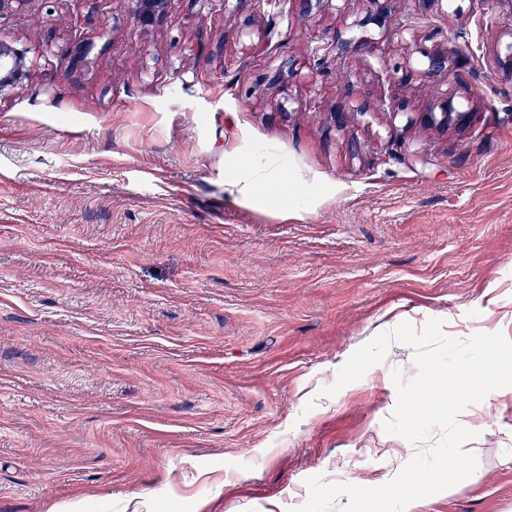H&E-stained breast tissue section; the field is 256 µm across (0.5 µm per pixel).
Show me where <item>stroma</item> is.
I'll list each match as a JSON object with an SVG mask.
<instances>
[{
	"label": "stroma",
	"mask_w": 512,
	"mask_h": 512,
	"mask_svg": "<svg viewBox=\"0 0 512 512\" xmlns=\"http://www.w3.org/2000/svg\"><path fill=\"white\" fill-rule=\"evenodd\" d=\"M0 40V512L387 483L412 350L338 368L403 322L512 339V0H5ZM260 156L288 198L240 197ZM460 422L477 470L414 512H512V386ZM128 14L134 16L144 27L152 26L166 12L170 0H118ZM27 77L25 51L0 41V98L22 85Z\"/></svg>",
	"instance_id": "stroma-1"
}]
</instances>
